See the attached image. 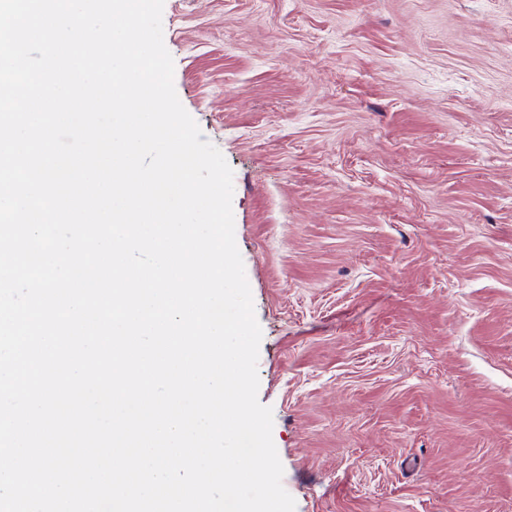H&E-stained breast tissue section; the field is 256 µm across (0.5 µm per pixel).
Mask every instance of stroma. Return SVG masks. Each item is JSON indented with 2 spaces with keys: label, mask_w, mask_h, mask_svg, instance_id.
Listing matches in <instances>:
<instances>
[{
  "label": "stroma",
  "mask_w": 512,
  "mask_h": 512,
  "mask_svg": "<svg viewBox=\"0 0 512 512\" xmlns=\"http://www.w3.org/2000/svg\"><path fill=\"white\" fill-rule=\"evenodd\" d=\"M233 171L296 512H512V0H164Z\"/></svg>",
  "instance_id": "1"
}]
</instances>
